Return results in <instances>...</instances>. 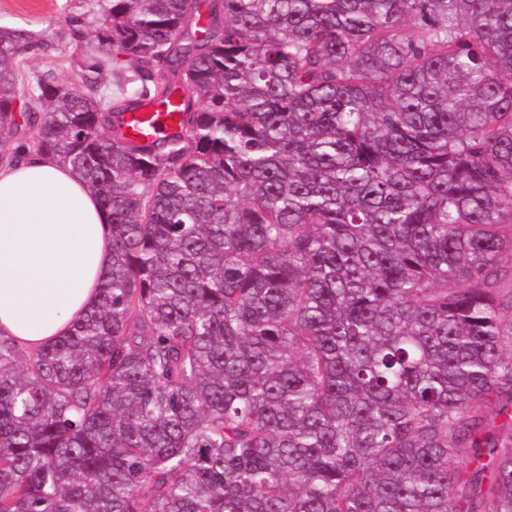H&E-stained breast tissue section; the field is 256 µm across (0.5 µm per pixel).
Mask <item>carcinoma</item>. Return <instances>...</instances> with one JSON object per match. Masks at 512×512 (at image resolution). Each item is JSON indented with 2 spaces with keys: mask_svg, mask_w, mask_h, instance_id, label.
Here are the masks:
<instances>
[{
  "mask_svg": "<svg viewBox=\"0 0 512 512\" xmlns=\"http://www.w3.org/2000/svg\"><path fill=\"white\" fill-rule=\"evenodd\" d=\"M196 12L107 0L80 86L0 28V162L112 223L88 315L0 335V512H512V0ZM178 101L147 105L142 111L129 112L125 116L124 133L137 140L152 141L163 137L176 128L180 115Z\"/></svg>",
  "mask_w": 512,
  "mask_h": 512,
  "instance_id": "carcinoma-1",
  "label": "carcinoma"
}]
</instances>
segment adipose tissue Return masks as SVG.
<instances>
[{
    "label": "adipose tissue",
    "instance_id": "1",
    "mask_svg": "<svg viewBox=\"0 0 512 512\" xmlns=\"http://www.w3.org/2000/svg\"><path fill=\"white\" fill-rule=\"evenodd\" d=\"M112 267V224L56 158L0 164V334L36 352L66 336Z\"/></svg>",
    "mask_w": 512,
    "mask_h": 512
}]
</instances>
